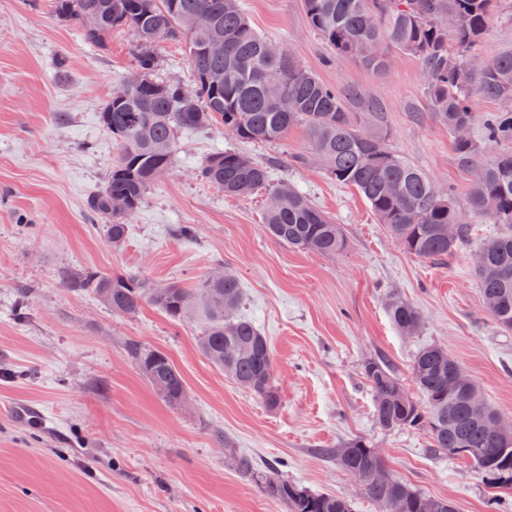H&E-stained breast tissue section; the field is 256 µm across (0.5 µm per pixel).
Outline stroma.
<instances>
[{
    "instance_id": "1",
    "label": "stroma",
    "mask_w": 512,
    "mask_h": 512,
    "mask_svg": "<svg viewBox=\"0 0 512 512\" xmlns=\"http://www.w3.org/2000/svg\"><path fill=\"white\" fill-rule=\"evenodd\" d=\"M252 27L290 51L332 86H358L380 104L363 128L437 185L470 216L474 180L457 161L447 128L427 117L425 75L413 56L390 54L374 74L355 59L335 60L311 28L303 0H241ZM53 0H0V512H280L234 459L268 475L379 512L330 448L361 439L412 488L452 500L457 512H492L477 470L434 451L417 429L386 431L373 417L365 361L387 358L406 392L424 347L445 348L512 423V331L500 329L476 282L474 243L498 233L474 219L471 246L434 262L390 238L363 197L327 176L308 153L302 128L272 146L235 144L220 128L186 129L169 170L128 217L121 244L90 221L86 199L105 186L118 145L98 116L136 73L135 37L113 30L105 48L54 19ZM512 51V0H503L477 60ZM159 79L189 86L183 45L156 44ZM268 162L269 182L295 186L342 224L349 247L336 256L300 252L263 224L267 194L228 197L198 169L231 147ZM193 225L191 239L178 225ZM133 274L152 285L191 287L221 271L237 275L239 316L268 339L277 408L215 367L198 349L206 324L171 321L144 304L110 309L64 277L86 270ZM398 293L420 312L414 336L391 324L386 299ZM25 295V313L17 311ZM165 353L184 377L186 400L165 403L128 354L130 342Z\"/></svg>"
}]
</instances>
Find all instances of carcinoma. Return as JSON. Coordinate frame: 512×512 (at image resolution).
<instances>
[{"label":"carcinoma","mask_w":512,"mask_h":512,"mask_svg":"<svg viewBox=\"0 0 512 512\" xmlns=\"http://www.w3.org/2000/svg\"><path fill=\"white\" fill-rule=\"evenodd\" d=\"M312 29L338 59L355 58L372 71L388 66L385 52H368L371 45L392 47L416 57L423 67L430 117L448 128L460 165L474 172L470 209L487 215L503 232L478 247L475 266L480 292L495 323L512 330V152L485 159L488 141L512 143V109L490 112L483 119L484 138H460L458 129H472L477 120L473 100H512V53L475 67L473 51L482 42L499 0H303ZM54 18L82 30L84 39L103 47L115 28L135 37L136 82L112 93L99 115L101 126L120 147L106 187L89 197L86 215L105 220L112 243L125 238L122 219L140 206L147 189L168 171L177 133L217 126L247 143H277L297 126L306 129L313 153L336 181L354 187L387 233L408 253L425 260H442L466 246L471 227L462 219L451 193L438 188L422 172L395 154L385 139L362 130L347 104L362 98L355 87L323 83L284 49L268 50L240 0H54ZM202 14L211 17L198 26ZM97 18L85 26L84 17ZM453 16L456 24L445 20ZM453 34L455 47L448 45ZM161 40L184 45L195 74L192 89L154 76L158 61L152 46ZM221 41L224 51L212 50ZM277 84L273 99L268 86ZM200 179L218 184L224 195L245 197L265 187L268 164L228 149L208 157ZM275 202L265 207L264 224L275 240L304 252L336 255L348 247L342 225L315 207L291 184L270 191ZM72 286L91 288L114 311L132 315L150 302L173 321L195 312L207 326L199 341L201 352L270 408L279 404L274 361L269 344L252 322L236 315L240 301L235 275L226 272L194 287L170 282L146 287L137 277L88 271ZM394 327L414 334L420 312L397 294L387 298ZM129 355L163 401L178 406L185 399L182 374L167 355L133 343ZM457 361L444 349L427 346L414 357L412 378L422 395L414 400L404 390L393 365L383 357L369 359L364 375L374 395V417L384 430L425 431L431 447L460 457L482 475L491 500L512 494V436L492 432L477 404L485 402L477 383L458 390L449 387ZM325 454L363 479L362 494L382 512H448V500L411 489L386 472L362 440H353ZM236 470L254 480L282 512H352L351 501L314 493L285 479L259 471L252 459L240 456Z\"/></svg>","instance_id":"obj_1"}]
</instances>
